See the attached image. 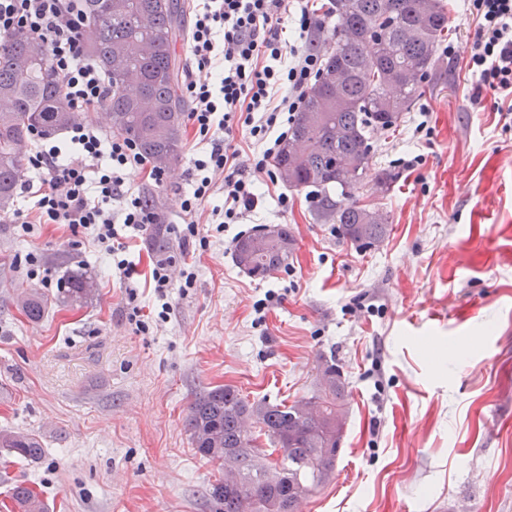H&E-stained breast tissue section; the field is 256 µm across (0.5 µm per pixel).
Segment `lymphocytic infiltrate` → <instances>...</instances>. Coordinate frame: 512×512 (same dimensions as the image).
<instances>
[{"label":"lymphocytic infiltrate","mask_w":512,"mask_h":512,"mask_svg":"<svg viewBox=\"0 0 512 512\" xmlns=\"http://www.w3.org/2000/svg\"><path fill=\"white\" fill-rule=\"evenodd\" d=\"M294 6L298 27L289 41L282 36V23ZM473 8L476 25L465 64L471 98L480 100L487 90L511 96L512 0H473ZM87 25L85 0H0V48L20 29L41 39L75 112L105 106L111 95L106 75L83 56ZM325 28L309 0H195L181 92L190 104L194 137L208 149L193 159L182 196L184 239L199 234L198 212L219 187L216 174L224 176V206L214 210L213 218L224 225L241 223L260 205L263 194L254 174L267 173L269 183L277 184L268 161L321 71L323 57L310 43ZM242 133L254 147L251 155L238 146ZM67 139L63 145L33 133L20 188L33 194L35 213L14 212L12 221L27 234L39 224H64L114 255L128 319L136 321L139 285L129 263L119 257L124 249L119 230L143 232L158 216L144 207L140 193L126 187L125 175L131 168L146 170L160 187L166 172L149 166L131 140L85 122L69 127ZM36 174L41 177L37 183L32 180Z\"/></svg>","instance_id":"obj_1"}]
</instances>
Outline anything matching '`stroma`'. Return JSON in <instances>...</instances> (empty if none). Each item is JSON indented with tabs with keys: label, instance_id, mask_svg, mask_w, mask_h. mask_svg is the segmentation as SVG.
<instances>
[{
	"label": "stroma",
	"instance_id": "35a3bbf8",
	"mask_svg": "<svg viewBox=\"0 0 512 512\" xmlns=\"http://www.w3.org/2000/svg\"><path fill=\"white\" fill-rule=\"evenodd\" d=\"M450 3L426 95L397 130L372 135L359 196L392 222L374 248L343 240L305 191L284 207L268 197L244 224H199L208 243L186 249L192 286L163 302L141 288L139 330L92 241L64 224L24 236L0 222V429L35 434L46 451L10 463L0 506L22 481L50 512H211L217 473L185 426L196 395L228 385L289 405L332 356L351 392L341 452L296 512H512V120L502 97L471 101L473 6ZM199 149L185 131L183 160L157 190L167 223L180 221ZM384 169L397 179L382 194ZM261 224L288 225L296 241L288 269L263 280L233 261L240 233ZM29 253L46 279L17 271ZM77 267L97 279L92 303L20 314L22 283L51 296Z\"/></svg>",
	"mask_w": 512,
	"mask_h": 512
}]
</instances>
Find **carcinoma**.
I'll use <instances>...</instances> for the list:
<instances>
[{"label": "carcinoma", "mask_w": 512, "mask_h": 512, "mask_svg": "<svg viewBox=\"0 0 512 512\" xmlns=\"http://www.w3.org/2000/svg\"><path fill=\"white\" fill-rule=\"evenodd\" d=\"M89 26L84 53L105 72L112 88L107 103L112 132L131 139L152 164L172 168L182 160L184 101L179 90L177 46L184 35L185 4L181 0H86ZM328 13L336 17L335 46L317 81L308 91L273 166L278 174L290 165L288 144L298 137L313 142L311 150L284 183L309 190L316 212L337 225L339 235L360 248H370L390 234V216L368 223V205L356 197L369 170V140L376 130L401 122L425 92L416 72L431 70L439 44L448 32L450 8L446 0H330ZM139 41L143 54L125 49ZM136 77L130 92L119 71ZM345 73L338 89L345 106H329L325 79ZM145 99L151 111L140 107ZM85 117L72 112L50 65L44 43L16 32L0 50V214L13 204L23 173L31 132L54 135ZM342 197L333 199L331 190ZM257 230L234 244L236 265L265 279L289 265L291 256L270 246L252 249ZM152 250L176 257L177 249L164 220L151 225ZM97 291L87 272L68 270L60 290L49 297L35 288L16 296L18 309L30 320L44 317L49 306L85 305ZM318 371L330 376L309 397L287 406L249 402L231 386H217L197 396L187 425L195 453L218 467L211 484L214 512H296L297 504L333 475L344 436L336 418L346 416L348 383L336 361L321 358ZM311 405L314 411L300 409ZM281 451L269 469L255 468L262 448L252 428ZM36 463L44 448L36 435L0 430V456ZM15 512H49L41 493L25 483L12 487Z\"/></svg>", "instance_id": "cac0c4a2"}]
</instances>
